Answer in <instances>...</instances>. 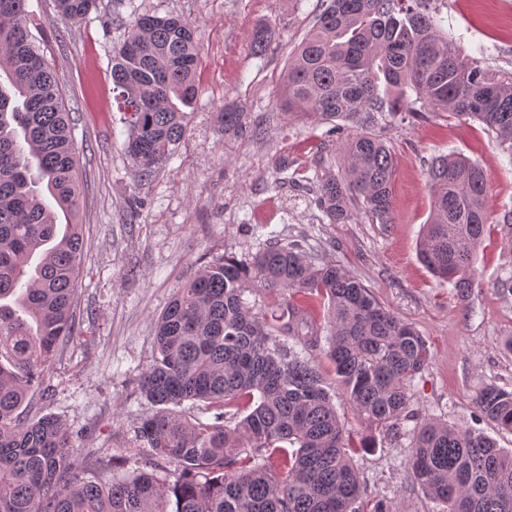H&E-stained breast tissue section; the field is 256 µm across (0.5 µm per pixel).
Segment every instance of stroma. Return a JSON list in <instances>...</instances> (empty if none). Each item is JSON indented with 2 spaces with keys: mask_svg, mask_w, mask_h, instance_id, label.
I'll use <instances>...</instances> for the list:
<instances>
[{
  "mask_svg": "<svg viewBox=\"0 0 512 512\" xmlns=\"http://www.w3.org/2000/svg\"><path fill=\"white\" fill-rule=\"evenodd\" d=\"M449 38L487 66L512 68V0H430ZM39 46L51 64L80 149L84 250L74 318L32 392L34 415H51L73 432L79 462L116 459L125 472L153 462L135 438L153 410L140 382L155 355V321L178 288L212 258L244 257L269 240L301 243L308 260L347 268L375 298L427 340L428 369L410 385L419 421L471 428L512 450V432L480 417L475 397L488 385L512 390V226L488 225L477 253V283L467 296L434 278L417 243L432 208L429 162L459 153L484 172L493 215L512 209V159L477 121L448 112H381L370 130L396 166L391 224L353 211L328 223L316 205L320 176L340 172L345 134L291 117L276 105L288 56L314 26L322 0H98L77 23L54 0H28ZM172 12L199 34L200 94L184 137L146 178L126 155L127 127L112 93V50L142 14ZM262 21L276 25L263 55L250 37ZM245 114L243 130L223 127L225 106ZM411 439L376 433L353 456L366 489L362 512L383 501L398 512H438L408 468Z\"/></svg>",
  "mask_w": 512,
  "mask_h": 512,
  "instance_id": "1",
  "label": "stroma"
}]
</instances>
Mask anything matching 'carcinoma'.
Instances as JSON below:
<instances>
[{"mask_svg":"<svg viewBox=\"0 0 512 512\" xmlns=\"http://www.w3.org/2000/svg\"><path fill=\"white\" fill-rule=\"evenodd\" d=\"M315 26L288 59L278 105L291 116L362 127L346 142L342 173L319 181L331 224L352 207L394 223L395 161L366 130L400 101L475 119L512 160V69L490 70L448 38L429 0H324ZM79 21L96 0H55ZM28 0H0V512H357L365 493L345 428L309 351L324 345L343 391L370 430L401 432L409 386L429 366L426 340L383 307L344 267L305 259L275 240L255 255L226 254L179 288L155 327L156 356L141 380L155 410L136 440L174 464L159 478L118 475L110 461L81 470L73 435L53 416L29 415L61 343L76 335L73 303L81 225L57 224L40 186L68 217L80 183L69 113L30 31ZM275 36L256 27L251 49ZM196 28L144 14L112 56V92L129 130L126 152L143 174L187 129L198 95ZM385 83L380 95L379 83ZM432 215L419 257L463 295L490 220L480 165L454 154L428 169ZM285 291L270 310L246 293ZM326 309L327 326L312 308ZM202 405L212 420L177 411ZM479 413L512 431V391L489 385ZM410 469L442 512H512V451L470 429L425 422L409 430Z\"/></svg>","mask_w":512,"mask_h":512,"instance_id":"cac0c4a2","label":"carcinoma"}]
</instances>
